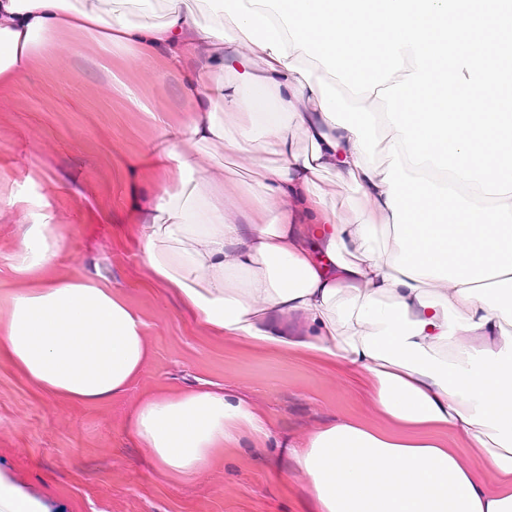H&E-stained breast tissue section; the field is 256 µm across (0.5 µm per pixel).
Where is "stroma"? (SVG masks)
<instances>
[{
  "mask_svg": "<svg viewBox=\"0 0 512 512\" xmlns=\"http://www.w3.org/2000/svg\"><path fill=\"white\" fill-rule=\"evenodd\" d=\"M126 56L85 38L0 87V194L28 197L50 216L56 275L120 285L148 347L127 391L96 404L50 394L0 363V474L47 512H306L303 482L280 449L243 448L178 478L126 430L144 398L205 383L258 401L280 441L336 416L372 415L369 389L347 365L209 333L153 281L139 243L143 212L164 189L151 165L152 115L185 111L184 76ZM123 84L137 89L139 103L120 92Z\"/></svg>",
  "mask_w": 512,
  "mask_h": 512,
  "instance_id": "1",
  "label": "stroma"
}]
</instances>
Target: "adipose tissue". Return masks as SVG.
<instances>
[{"mask_svg": "<svg viewBox=\"0 0 512 512\" xmlns=\"http://www.w3.org/2000/svg\"><path fill=\"white\" fill-rule=\"evenodd\" d=\"M162 21L72 0H0V83L89 37L135 64L185 75L187 109L160 122L157 168L177 184L140 227L144 264L205 330L255 346L346 363L371 389L380 428L340 418L283 442L308 512H512V273L469 284L395 270L382 252L393 225L383 169L321 108L304 51L277 59L219 12L201 24L192 0H166ZM233 80H225V73ZM272 91L263 112L255 91ZM301 129L310 150L298 149ZM248 158L251 199L188 144ZM356 185L366 214L345 222L316 189L321 173ZM23 247L6 264L21 287L0 322V361L43 390L81 403L126 392L147 359L143 322L110 282L57 277L55 227L20 197L6 200ZM128 430L178 477L220 452L267 447L262 407L235 392L194 389L142 402ZM468 439L470 460L441 434Z\"/></svg>", "mask_w": 512, "mask_h": 512, "instance_id": "adipose-tissue-1", "label": "adipose tissue"}]
</instances>
